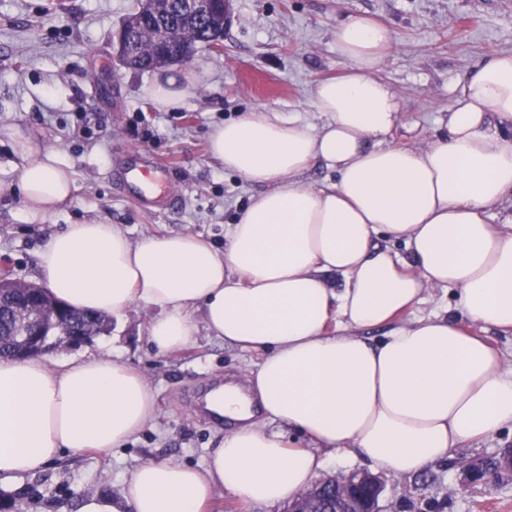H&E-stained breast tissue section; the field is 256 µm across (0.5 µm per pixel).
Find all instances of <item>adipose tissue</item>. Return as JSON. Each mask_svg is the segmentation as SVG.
<instances>
[{"instance_id":"1","label":"adipose tissue","mask_w":512,"mask_h":512,"mask_svg":"<svg viewBox=\"0 0 512 512\" xmlns=\"http://www.w3.org/2000/svg\"><path fill=\"white\" fill-rule=\"evenodd\" d=\"M344 69L320 81L312 107L322 129L255 110L215 127L209 155L264 186L232 224L224 250L190 234L132 242L116 224H69L38 253L48 292L79 310L122 318L133 304L154 312L149 344L170 353L199 330L263 352L249 393L229 386L213 410L242 420L203 468L139 465L120 496L97 493L78 512H208L217 491L275 506L311 486L322 450L414 475L450 449L512 429V374L469 320L512 333V225L489 223L512 194V52L462 78L443 137L423 151L388 145L400 107L376 72L390 31L357 14L336 27ZM161 76L147 89L156 108H180L196 84ZM14 155L21 219L48 223L69 206L74 173L17 125L0 128ZM322 162L337 175L318 189L300 177ZM384 234L404 252L375 242ZM452 289L460 318L401 316L426 287ZM337 333H329V323ZM389 326L377 344L356 328ZM295 430L290 446L252 419L253 405ZM155 415L140 373L110 358L59 367L42 358L0 359V477L41 471L63 450L119 448Z\"/></svg>"}]
</instances>
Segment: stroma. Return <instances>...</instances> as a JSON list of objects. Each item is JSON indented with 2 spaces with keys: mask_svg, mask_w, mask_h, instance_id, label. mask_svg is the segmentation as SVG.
<instances>
[{
  "mask_svg": "<svg viewBox=\"0 0 512 512\" xmlns=\"http://www.w3.org/2000/svg\"><path fill=\"white\" fill-rule=\"evenodd\" d=\"M0 0V126L32 129L41 144L72 167V203L45 224L20 219L10 187L14 156L0 146V273L35 282L37 254L67 224L123 225L132 242L162 233L198 235L223 249L238 213L259 185L225 170L207 153L214 126L269 109L309 126L325 121L310 104L314 86L341 73L334 32L344 16L368 15L394 43L376 72L401 105L392 145L431 146L444 132L464 73L481 59L512 51V0H233L221 51L199 50L200 79L182 108L158 111L146 95L153 71H130L112 57V34L137 0ZM136 147L168 163L181 209L161 214L124 198L109 180L123 151ZM153 316L136 306L110 330L53 360L109 355L139 371L156 400L153 422L132 441L104 453L70 450L34 475L0 482V492H25L21 512H77L83 496H119L140 464L170 460L202 468L224 434L198 412L197 390L217 378L250 380L262 361L199 334L188 347L157 353L145 330ZM512 448V431L465 443L413 476L380 472V512H512V483L463 487L457 462Z\"/></svg>",
  "mask_w": 512,
  "mask_h": 512,
  "instance_id": "stroma-1",
  "label": "stroma"
}]
</instances>
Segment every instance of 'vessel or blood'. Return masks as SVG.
I'll return each mask as SVG.
<instances>
[{
	"instance_id": "1",
	"label": "vessel or blood",
	"mask_w": 512,
	"mask_h": 512,
	"mask_svg": "<svg viewBox=\"0 0 512 512\" xmlns=\"http://www.w3.org/2000/svg\"><path fill=\"white\" fill-rule=\"evenodd\" d=\"M113 178L121 186L124 197L134 203L168 213L181 202L173 186L171 168L154 161L139 149L125 150L124 161L114 170Z\"/></svg>"
}]
</instances>
